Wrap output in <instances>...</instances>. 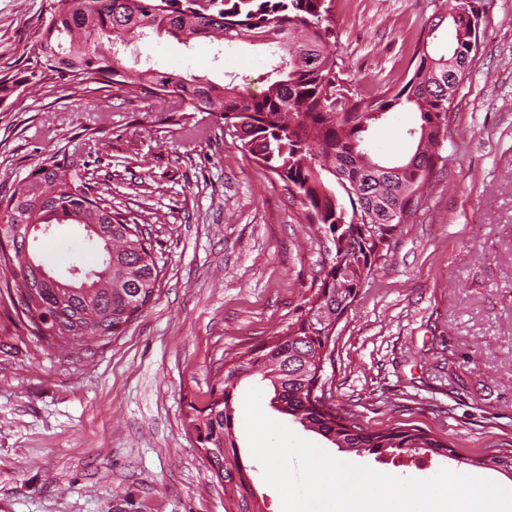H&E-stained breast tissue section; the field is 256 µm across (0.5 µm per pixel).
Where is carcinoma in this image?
<instances>
[{
    "mask_svg": "<svg viewBox=\"0 0 512 512\" xmlns=\"http://www.w3.org/2000/svg\"><path fill=\"white\" fill-rule=\"evenodd\" d=\"M333 0H211L202 14L193 0H53L41 27L28 77L59 82L89 93L108 87L135 89L145 96L176 101L179 112H206L224 121L242 151L277 175L296 194L312 224L324 226L335 248L317 290L285 331L261 346L224 362L219 391L202 409L188 414L200 447L210 454L220 483L239 495L240 512H262L247 498L249 481L237 455L233 397L238 382L259 374L269 382L271 403L303 427L357 454L424 451L446 457L453 449L418 429L396 427L366 432L336 410L311 398L324 343L336 329V312L354 302L392 233L417 207L448 138V110L468 73L476 0H455L450 15L435 16L414 39L404 84L363 97L345 88L337 71ZM450 22L454 42L438 54V30ZM120 35L134 46L154 36L179 44L215 38L227 45L266 49L271 57L266 88L246 93L230 81L127 66L114 48ZM411 108L420 123L413 154L383 162L369 145V129L391 112ZM45 150L31 179L0 199V225L24 237L27 224H95L101 263L90 270L92 287L70 288L36 279L44 266L31 254L29 277L16 280L19 252H0V297H33L38 317L59 325L53 341L74 346L97 336L124 332L152 301L161 269L137 219L114 208L112 194L96 191L86 174ZM234 469L224 467L228 457ZM512 474V453L473 461Z\"/></svg>",
    "mask_w": 512,
    "mask_h": 512,
    "instance_id": "1",
    "label": "carcinoma"
}]
</instances>
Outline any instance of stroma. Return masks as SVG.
Returning <instances> with one entry per match:
<instances>
[{
  "label": "stroma",
  "mask_w": 512,
  "mask_h": 512,
  "mask_svg": "<svg viewBox=\"0 0 512 512\" xmlns=\"http://www.w3.org/2000/svg\"><path fill=\"white\" fill-rule=\"evenodd\" d=\"M480 47L448 112L451 136L416 212L336 327L326 398L368 431L420 428L452 444L377 457L339 452L298 423L290 428L340 460L402 478L440 469L512 488L473 466L512 451V0H477ZM51 0H0V69L32 57ZM434 0H334L336 55L348 88L372 97L407 77L410 49ZM142 60L162 72L204 75L259 93L268 68L255 51L199 38H152ZM418 115L390 113L368 135L385 159L409 156ZM111 187L117 208L145 225L162 268L152 303L126 330L75 348L35 341L0 307V512H237L187 426L211 400L225 360L268 341L300 315L334 247L298 199L244 155L216 118L105 88L65 94L25 85L0 103V197L29 176L44 148ZM47 268L99 265L82 228L36 243ZM238 385L234 433L264 512L280 496L262 478Z\"/></svg>",
  "instance_id": "stroma-1"
}]
</instances>
